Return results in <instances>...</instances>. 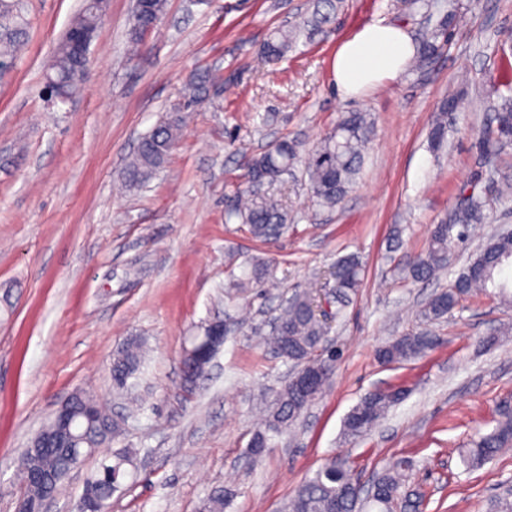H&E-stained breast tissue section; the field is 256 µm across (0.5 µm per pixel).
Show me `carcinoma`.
<instances>
[{
	"label": "carcinoma",
	"mask_w": 512,
	"mask_h": 512,
	"mask_svg": "<svg viewBox=\"0 0 512 512\" xmlns=\"http://www.w3.org/2000/svg\"><path fill=\"white\" fill-rule=\"evenodd\" d=\"M150 16L130 23L128 43L130 51L137 53L144 46L146 26L166 12L167 0H150ZM342 0H314L313 11L302 25L275 31L267 40L262 53L267 59L279 60L287 56L300 38L313 40L332 24ZM20 7L15 0H0V63H7L16 56L26 32L19 23ZM101 22L97 0H86L83 9L75 16L70 28L59 43L48 63L57 88L70 85L79 69L78 45L95 36ZM447 18H442L438 28L421 41L413 61L428 62L445 42ZM213 84L211 74L204 73L185 90V100L172 109L147 133L134 152L123 172L126 186H144L163 169L177 147L179 134L187 114L194 111L195 99L203 97ZM462 99L451 96L438 105V117L431 132L435 150L444 147L447 126L445 118L450 112L462 108ZM496 128L481 138L480 149L487 163H494L502 146L510 141L512 133V97H505L497 107ZM372 129L371 118L364 112H348L335 129L308 153L305 164L308 191L312 202L332 208L349 192L360 171ZM298 159L297 147L288 140H281L265 151L245 157L243 178L246 183L255 180L265 183L269 190L256 195L250 190H236L225 201L224 218L235 219L247 226L248 232L260 241H272L288 233L290 216L287 206L277 193L275 185ZM486 199L477 185L454 206L446 217L435 224L426 251L417 256L407 268L415 281L428 280L448 267V258L455 247L465 244L475 224L485 219ZM512 267V233L493 238L459 274L448 288L435 294L421 310L423 323L430 325L445 318L460 304L462 297L488 287L499 289L501 297L512 300L507 283L498 277ZM269 277L267 264L255 261L248 272L233 283L235 288L261 285ZM336 294L348 297L358 292L363 281V265L359 256L341 257L332 273ZM278 330L271 336L275 352L288 362L306 371L322 376L321 386L303 392L291 385L283 386L275 399L266 406L262 429L253 437L250 448L255 457L268 447V433H279L291 427L301 414L329 385L336 367L337 353L326 345L328 333L327 314L320 310L318 297L311 292L294 294L276 321ZM438 338L429 329L401 336L380 351L388 364L401 363L424 356L434 349ZM194 341L182 356L184 385L191 388L205 373L212 356L198 348ZM138 343L132 341L122 348L112 362L113 387L126 388L140 364ZM400 387L380 389L365 394L347 414L343 433L349 438L361 437L370 432L388 410L404 397ZM67 409L72 415L70 429L63 431L49 422L33 438L35 442L62 436L72 445L69 451H45L20 460L22 495L35 502L40 497L39 488L28 478L30 471H49L54 474L57 488H62L71 470L83 464L87 450L101 448L120 432L119 423L107 414L102 406H94L93 399L83 393L71 396ZM512 447V406L499 407L493 430L471 443L463 457L464 465L478 468L492 460L503 448ZM130 462L123 452L113 455V461L101 463L99 469L86 482L83 492L90 494L88 507L95 512H105L112 493L125 475L124 465ZM409 465L401 461L380 474L369 494H363L360 483L354 478L346 463L336 458L328 459L314 474L300 485L285 505V512H423L425 495L406 487ZM231 492L215 489L201 499L197 512H224Z\"/></svg>",
	"instance_id": "obj_1"
}]
</instances>
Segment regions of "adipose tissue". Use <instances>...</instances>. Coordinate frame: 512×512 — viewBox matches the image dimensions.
<instances>
[{"label":"adipose tissue","instance_id":"1","mask_svg":"<svg viewBox=\"0 0 512 512\" xmlns=\"http://www.w3.org/2000/svg\"><path fill=\"white\" fill-rule=\"evenodd\" d=\"M414 52L401 25L373 20L339 43L332 63L336 87L343 96H361L376 84L397 78Z\"/></svg>","mask_w":512,"mask_h":512}]
</instances>
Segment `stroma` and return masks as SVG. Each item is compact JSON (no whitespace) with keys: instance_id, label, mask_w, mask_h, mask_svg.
Masks as SVG:
<instances>
[{"instance_id":"obj_1","label":"stroma","mask_w":512,"mask_h":512,"mask_svg":"<svg viewBox=\"0 0 512 512\" xmlns=\"http://www.w3.org/2000/svg\"><path fill=\"white\" fill-rule=\"evenodd\" d=\"M84 0H23L27 43L0 70V512H15L19 456L57 407L82 391L124 420L112 447L73 471L51 512H72L86 479L113 450L129 449L122 485L107 512H196L211 490L231 489L226 512H280L297 486L326 459L345 458L365 481L398 461L425 494L424 512H486L512 487V448L466 471L470 439L489 432L500 405L512 403V336L483 338L512 324V303L465 298L432 331L427 355L386 365L378 351L417 329L420 310L448 286L498 228L512 226V146L485 164L482 134L493 104L512 95V0H421L414 15L397 0H343L326 33L269 61L262 46L288 28L309 0H168L158 29L138 56L128 51L132 0H110L91 45L89 74L61 102L44 97L45 63ZM454 21L444 48L422 68L406 67L360 98L340 96L331 72L337 42L377 18L421 40L444 14ZM219 77L208 101L184 125L166 167L128 189L123 172L140 137L177 104L201 72ZM463 92L448 117V150L435 154L429 133L437 106ZM373 121L356 184L335 208L315 205L304 156L343 113ZM287 139L300 161L279 186L292 217L284 236L254 239L224 221V194L243 155ZM488 197L445 274L404 278L434 224L462 189ZM400 248H391L393 235ZM358 254L359 292L346 306L331 295L336 260ZM270 264L274 287L225 292L230 273ZM317 290L340 352L324 392L262 459L248 445L265 404L291 373L261 343L294 292ZM230 331L193 390L180 361L205 325ZM144 346L127 391L112 387L115 353L129 339ZM408 391L378 426L357 439L343 420L364 394Z\"/></svg>"}]
</instances>
